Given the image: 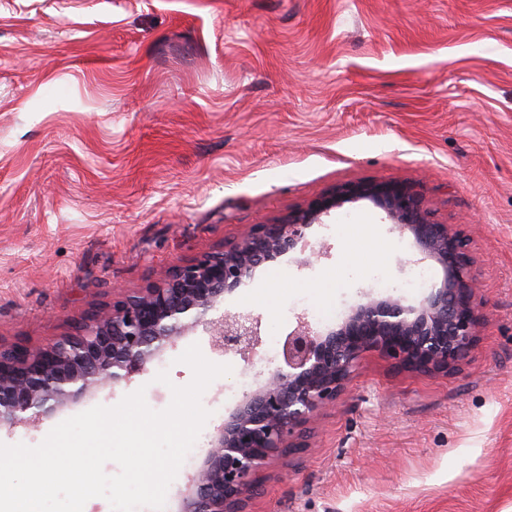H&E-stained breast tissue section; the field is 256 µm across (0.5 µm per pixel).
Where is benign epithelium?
<instances>
[{
    "label": "benign epithelium",
    "instance_id": "obj_1",
    "mask_svg": "<svg viewBox=\"0 0 512 512\" xmlns=\"http://www.w3.org/2000/svg\"><path fill=\"white\" fill-rule=\"evenodd\" d=\"M359 197L371 198L396 230L411 234L442 266L444 281L417 307L367 294L337 329L324 334L303 320L285 336L281 365L217 430L181 510L243 512L259 490V472L302 447L307 425L336 405L365 354L377 353L399 370L437 374L453 368L476 342L482 300L464 236L453 224L431 222L408 186L341 187L281 222L256 224L220 250L161 270L136 292H114L109 309L88 313L74 332L49 345H0V425L35 424L79 396L128 381L199 326L215 353L251 362L262 344L261 318L222 312L224 295L294 250L338 201Z\"/></svg>",
    "mask_w": 512,
    "mask_h": 512
}]
</instances>
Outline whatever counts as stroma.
<instances>
[{"label":"stroma","instance_id":"1","mask_svg":"<svg viewBox=\"0 0 512 512\" xmlns=\"http://www.w3.org/2000/svg\"><path fill=\"white\" fill-rule=\"evenodd\" d=\"M400 182L466 235L483 301L478 340L448 374L364 355L305 447L262 472L244 512H512V0H0V343L44 346L105 309L113 287L274 224L343 186ZM372 224L377 248L345 238ZM358 198L224 297L265 337L306 318L335 329L414 264L443 270ZM353 278L325 287L327 273ZM281 278L268 305L252 293ZM199 344L187 331L147 371L78 398L0 443L144 390L165 409ZM229 375L170 485L181 512L210 440L267 363ZM170 382H156L160 372Z\"/></svg>","mask_w":512,"mask_h":512}]
</instances>
